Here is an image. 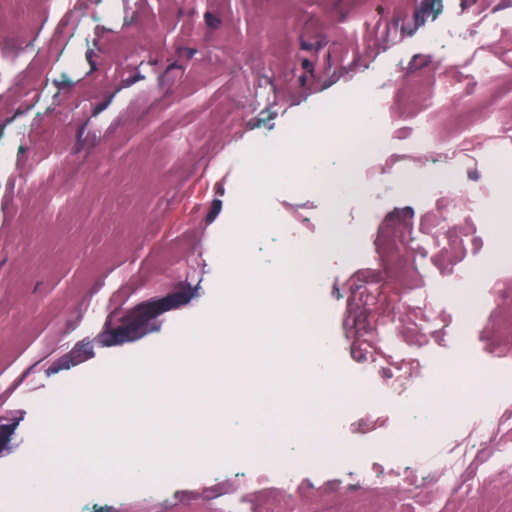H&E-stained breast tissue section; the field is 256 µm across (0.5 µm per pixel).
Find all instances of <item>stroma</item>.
Listing matches in <instances>:
<instances>
[{"instance_id":"stroma-1","label":"stroma","mask_w":512,"mask_h":512,"mask_svg":"<svg viewBox=\"0 0 512 512\" xmlns=\"http://www.w3.org/2000/svg\"><path fill=\"white\" fill-rule=\"evenodd\" d=\"M473 0H0V55L25 58L19 73L22 108L0 100V143L14 166L0 169V473L36 443H56L70 473H96L76 452L78 435L64 432L74 390L101 377L113 362L165 353L174 330L207 333L225 295V268L212 258L231 215L226 193L239 182L236 156L249 149L260 123L299 126L317 103L343 99L329 53L343 55L378 24L419 15L393 43L358 60L355 84L390 81L394 126L433 114L449 126L457 91L469 71L437 43V28L460 24L476 33ZM497 66L475 96L512 123V27L478 41ZM78 60H71V49ZM447 66L434 70L433 58ZM447 97L432 106V84ZM314 86L312 95L268 98L270 89ZM452 151L434 162L380 156L370 163L366 200H352L345 225L363 258L346 262L332 248L318 297L326 336L340 369L358 377L352 340L368 337L384 356L371 380L374 394L354 396L340 423L357 440L386 435L398 393L414 390L420 372H398L393 357L448 352L447 307L427 314L408 299L422 268L461 270L479 237L467 224L444 223L448 199L422 202L404 187L406 176L431 168L473 185L489 154L477 124L452 127ZM269 209L289 230L321 240L330 227L315 196L266 194ZM443 225L446 248L426 266L389 252L391 244ZM512 277L498 281L487 319L475 337L479 353L512 365ZM58 438H50L52 427ZM226 453L215 447L190 483H167L152 497L116 504L87 497L83 512H224L227 491L245 495L246 512H325L352 481L345 464L303 471L281 490L248 471L225 474ZM384 473L386 490L362 497L361 512H421L434 494L420 472L383 449L365 458Z\"/></svg>"}]
</instances>
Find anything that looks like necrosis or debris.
Here are the masks:
<instances>
[{"instance_id":"1","label":"necrosis or debris","mask_w":512,"mask_h":512,"mask_svg":"<svg viewBox=\"0 0 512 512\" xmlns=\"http://www.w3.org/2000/svg\"><path fill=\"white\" fill-rule=\"evenodd\" d=\"M386 98L381 86H359L353 102L325 104L309 113L306 125L321 127L315 141L317 164L304 170L279 189L280 194H325L331 210H338L347 200L365 194L364 176L375 156L414 154L423 157L445 152L433 119L421 118L409 129L407 141H399L380 111ZM339 114L336 125H329V113ZM487 142L492 147L478 178L499 182L512 177V127L499 125L493 113H485L482 122ZM437 194L459 199V212L473 214L483 225V247L468 266L462 287L474 289L476 297L464 301L451 293L447 279L426 277L423 294L413 296V303L424 311L454 303L456 316L451 324L449 353L431 356L427 362L426 382L420 391L407 395L395 408L391 435L383 440L386 448L397 449L407 462L438 485L440 495L467 484L472 499H480L479 472L512 468V442L486 447L488 431L502 427L504 414L512 410V367L488 362L473 345L474 330L485 315L487 288L512 272V242L504 241L498 227L488 221L500 210L498 198L481 195L475 188L463 187L446 177L428 179L418 192L425 200ZM323 267L322 248L317 240L289 234L278 263L280 283L288 309L302 335L317 343L325 336V324L316 300L315 285ZM456 387L459 399L447 405L439 395ZM369 445L359 443L350 431L336 424L317 441L302 438L290 460L247 459L246 467L276 480L281 488L293 486L298 471L319 470L340 461L369 455ZM199 467L189 460L177 471L156 479L142 473L139 483H129L122 474H114L102 488L104 495L120 502L125 498L151 492L161 481L182 483L196 477ZM83 495L79 486L59 484L42 488L22 498L20 509L0 502V512H74Z\"/></svg>"}]
</instances>
